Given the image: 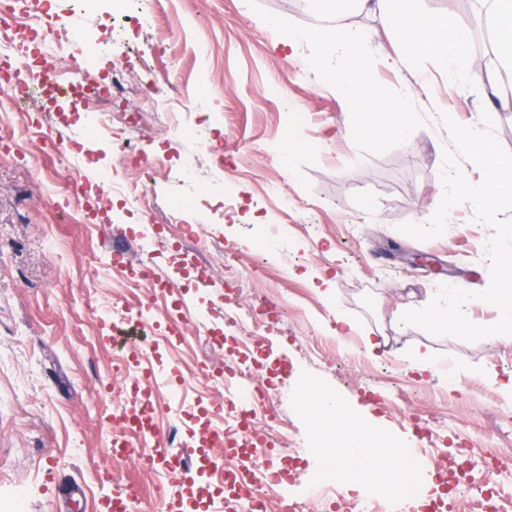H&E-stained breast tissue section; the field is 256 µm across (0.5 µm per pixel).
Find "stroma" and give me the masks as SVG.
I'll return each instance as SVG.
<instances>
[{
    "instance_id": "obj_1",
    "label": "stroma",
    "mask_w": 512,
    "mask_h": 512,
    "mask_svg": "<svg viewBox=\"0 0 512 512\" xmlns=\"http://www.w3.org/2000/svg\"><path fill=\"white\" fill-rule=\"evenodd\" d=\"M112 2L71 11L56 0H30L32 22L78 61L86 42L111 25ZM346 22L367 30L379 50L373 82L390 96L412 95L417 118L410 134L381 145L356 135L353 110L326 72L288 59L282 43L288 30L332 26L335 18L288 0H146L122 18L124 33L103 45L96 78L124 52L139 51L145 67L129 101L156 87L179 88L189 96L183 120L196 126V138L166 130L159 112L96 136L83 111L70 107L61 124L35 112L0 114V501L9 502L24 482L32 489L26 512H70L66 494L76 485L84 492L81 512H97L118 488L97 475L113 470L146 488L136 512H157L190 487L209 490L207 471L223 460L221 449L193 461L190 487L163 471L145 475L132 462L115 464L109 454L118 427L112 415L130 401L128 379L112 363L133 353L141 370L172 373L167 385L143 379V396L178 389L156 416L146 448L160 440L172 450L201 444L247 384L231 361L253 364L271 412L286 421L297 446L296 453L270 456L287 481L275 487L257 478L260 491L282 505L304 496L311 512H334L325 496L341 491L316 473L335 433L317 438L299 400L311 385L330 389L364 422L377 424L379 447L424 424L423 452L447 477L459 464V446L471 445L478 457L512 448V403L481 377L492 369L499 381L512 380V340L436 337L396 318L399 309L426 306L444 284L488 288L492 230L475 220L471 205L450 210L447 232L427 241L398 226L426 223L443 197V151L453 143L441 113L467 125L489 112L499 143L512 151V91L503 88L495 60L484 64L485 82L448 91L430 57L398 59L394 34L376 17L351 14ZM161 28L172 48L163 57L152 50ZM200 38L208 57L194 51ZM284 96L293 111H282ZM292 137L305 149L287 152ZM125 148L146 164L160 153L170 160L151 186L150 211L129 210L108 193L88 206L104 171L116 181L129 177L119 160ZM190 159L192 179L181 170ZM271 183L278 195H267ZM116 227L125 231L120 260L112 252ZM201 232L225 250L204 267L185 248ZM262 237L275 243L263 258L265 284L247 274ZM143 238L154 242L155 272L170 284L168 294L122 286ZM325 281L327 297L319 291ZM150 303L157 315L149 324H116L107 314ZM218 303L232 310L275 306L283 317L263 340L230 337L219 349L207 337L223 333V318H212L204 332L192 320L194 309ZM95 307L106 311L102 322L89 317ZM340 313L348 327L337 328ZM368 337L375 353L366 350ZM416 349L463 368V375L451 382L410 368L406 356ZM487 484L500 488L502 512H512V465L472 470L441 512H465L469 491Z\"/></svg>"
}]
</instances>
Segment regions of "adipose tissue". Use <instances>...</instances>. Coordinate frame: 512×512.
I'll use <instances>...</instances> for the list:
<instances>
[{
  "instance_id": "obj_1",
  "label": "adipose tissue",
  "mask_w": 512,
  "mask_h": 512,
  "mask_svg": "<svg viewBox=\"0 0 512 512\" xmlns=\"http://www.w3.org/2000/svg\"><path fill=\"white\" fill-rule=\"evenodd\" d=\"M409 0H312L314 11L333 17L348 12H378L381 22L397 35L402 56L432 57L447 73L449 88H456L458 61L470 63L471 72L482 65L473 61L467 25L452 17L416 12ZM292 55L302 57L318 70L329 72L337 95L344 98L357 117L355 129L363 137L380 144L407 135L415 121L411 96H387L382 88L369 82L367 75L377 56L376 49L361 29L340 24L333 27L290 31L286 37ZM377 113V120H367V113ZM410 440L394 443L388 455L372 448H354L348 441L337 442L323 462L325 479L340 484L345 494L363 493L367 484L378 480L399 493L416 492L427 496L440 491L434 479L414 485L413 477L422 461L411 451Z\"/></svg>"
}]
</instances>
